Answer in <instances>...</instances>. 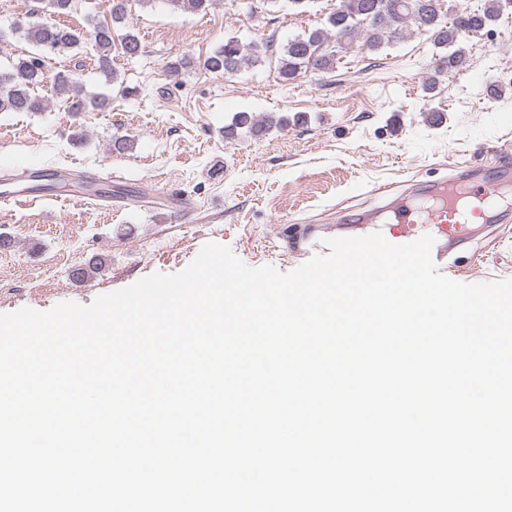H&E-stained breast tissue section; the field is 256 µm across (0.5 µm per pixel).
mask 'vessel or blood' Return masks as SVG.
Wrapping results in <instances>:
<instances>
[{
    "label": "vessel or blood",
    "mask_w": 512,
    "mask_h": 512,
    "mask_svg": "<svg viewBox=\"0 0 512 512\" xmlns=\"http://www.w3.org/2000/svg\"><path fill=\"white\" fill-rule=\"evenodd\" d=\"M503 205L504 200L492 180L454 186L433 184L421 197L396 202L384 236L393 244L432 236L433 262L454 268L458 260L449 247L450 242L467 238L470 219L486 224L501 221Z\"/></svg>",
    "instance_id": "1"
}]
</instances>
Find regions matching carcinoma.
<instances>
[{"label":"carcinoma","mask_w":512,"mask_h":512,"mask_svg":"<svg viewBox=\"0 0 512 512\" xmlns=\"http://www.w3.org/2000/svg\"><path fill=\"white\" fill-rule=\"evenodd\" d=\"M126 2L112 0L111 22L105 26L95 24L86 36L52 20L28 26L24 37L39 52L20 57L7 68L0 67V112H39L45 108L46 99L37 94V89L46 82L44 56L47 54H80L88 48L93 52L101 74L109 81H116L112 53L120 50L131 58L141 52L140 39L132 30L115 35L116 25L126 18ZM167 2L174 9L205 12L213 0ZM75 4L76 0H47L46 8L51 16H62L71 13ZM506 7H512V0H488V5L482 10L465 7L459 2L453 6L452 17L449 18L442 13L439 0H340L321 28L291 38L282 46L272 40L246 46L230 38L213 50L201 65L210 73L232 76L246 67L262 63L271 54L279 59V76L288 82L303 71L327 72L333 69L338 53L357 41L362 42L363 48L375 51L404 40L411 27L416 26L430 35L435 47L442 49L432 61L434 72L442 74L458 70L467 63L464 48L459 46L462 38L487 28ZM52 86L58 95L66 97L71 112L90 108L100 110L110 105V98L105 95L85 93L68 70L56 72ZM286 124L288 119L284 117L268 116L258 120L249 112H238L232 123L224 128V137H234L238 128H246L252 135L262 136L270 128Z\"/></svg>","instance_id":"cac0c4a2"}]
</instances>
